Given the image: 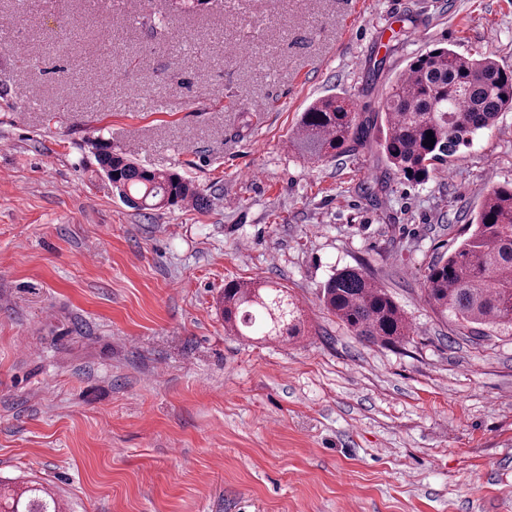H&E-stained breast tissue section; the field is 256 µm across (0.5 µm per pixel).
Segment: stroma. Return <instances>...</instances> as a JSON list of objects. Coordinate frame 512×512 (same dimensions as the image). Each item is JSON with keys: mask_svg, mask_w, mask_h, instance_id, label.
<instances>
[{"mask_svg": "<svg viewBox=\"0 0 512 512\" xmlns=\"http://www.w3.org/2000/svg\"><path fill=\"white\" fill-rule=\"evenodd\" d=\"M2 16L1 480L65 512H512V339L424 300L428 266L512 182V112L418 184L374 144L311 164L291 142L319 97L379 120L437 45L512 70V0H0ZM105 150L178 171L199 201L127 207ZM347 267L412 340L367 343L323 311ZM255 278L288 288L307 336L225 333V284Z\"/></svg>", "mask_w": 512, "mask_h": 512, "instance_id": "obj_1", "label": "stroma"}]
</instances>
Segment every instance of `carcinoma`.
<instances>
[{"label":"carcinoma","instance_id":"obj_1","mask_svg":"<svg viewBox=\"0 0 512 512\" xmlns=\"http://www.w3.org/2000/svg\"><path fill=\"white\" fill-rule=\"evenodd\" d=\"M506 110H512V70L491 56L471 58L436 47L417 56L392 83L381 105L377 144L389 174L422 183L431 165L469 146ZM293 143L311 160L334 159L369 145L370 129L349 99L330 95L302 113ZM99 164L123 201L139 210L181 206L199 197L176 172L140 167L109 151L100 154ZM424 293L437 313L460 328L478 325L512 337V183L491 187L471 234L428 267ZM320 301L354 335L373 344L397 346L413 333L391 295L360 269L334 273ZM222 304L230 335L262 340L305 335L301 308L276 282L231 281L224 285ZM0 512H60V506L45 489L31 487L0 496Z\"/></svg>","mask_w":512,"mask_h":512}]
</instances>
